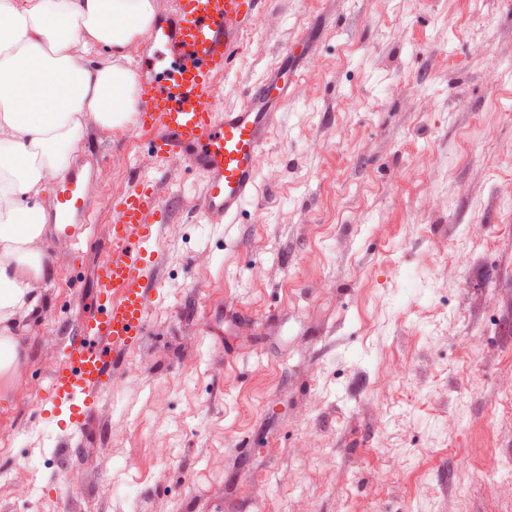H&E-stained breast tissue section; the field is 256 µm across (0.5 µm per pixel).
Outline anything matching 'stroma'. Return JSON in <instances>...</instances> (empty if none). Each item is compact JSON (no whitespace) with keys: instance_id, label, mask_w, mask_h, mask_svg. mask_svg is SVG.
I'll return each instance as SVG.
<instances>
[{"instance_id":"obj_1","label":"stroma","mask_w":512,"mask_h":512,"mask_svg":"<svg viewBox=\"0 0 512 512\" xmlns=\"http://www.w3.org/2000/svg\"><path fill=\"white\" fill-rule=\"evenodd\" d=\"M283 61L242 223L197 221L168 164L162 300L66 457L31 399L93 314L113 197L155 172L87 121L102 192L14 329L0 512H512V0H271L219 104Z\"/></svg>"}]
</instances>
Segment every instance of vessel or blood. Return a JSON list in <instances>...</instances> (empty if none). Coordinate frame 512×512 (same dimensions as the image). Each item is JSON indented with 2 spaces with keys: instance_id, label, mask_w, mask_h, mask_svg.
<instances>
[{
  "instance_id": "b4317fda",
  "label": "vessel or blood",
  "mask_w": 512,
  "mask_h": 512,
  "mask_svg": "<svg viewBox=\"0 0 512 512\" xmlns=\"http://www.w3.org/2000/svg\"><path fill=\"white\" fill-rule=\"evenodd\" d=\"M266 0H174L172 21L153 31L161 45L141 67L168 62L165 78L142 80L131 128L158 165L178 160L202 178L196 215L207 224H234L258 191V158L288 97L279 76L251 88L236 108L219 109L213 94L230 71L242 35ZM96 176L73 167L56 187L52 221L80 244L93 221ZM117 224L110 262L97 271L96 314L71 336L47 391L32 399L36 422L83 429L100 394L143 340L162 283L156 248L170 206L158 187L133 171L129 190L113 198Z\"/></svg>"
}]
</instances>
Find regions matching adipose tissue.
Here are the masks:
<instances>
[{
	"label": "adipose tissue",
	"mask_w": 512,
	"mask_h": 512,
	"mask_svg": "<svg viewBox=\"0 0 512 512\" xmlns=\"http://www.w3.org/2000/svg\"><path fill=\"white\" fill-rule=\"evenodd\" d=\"M156 12V0H0V375L20 370L6 329L51 272L46 186L68 169L86 118L133 123L131 63Z\"/></svg>",
	"instance_id": "1"
}]
</instances>
